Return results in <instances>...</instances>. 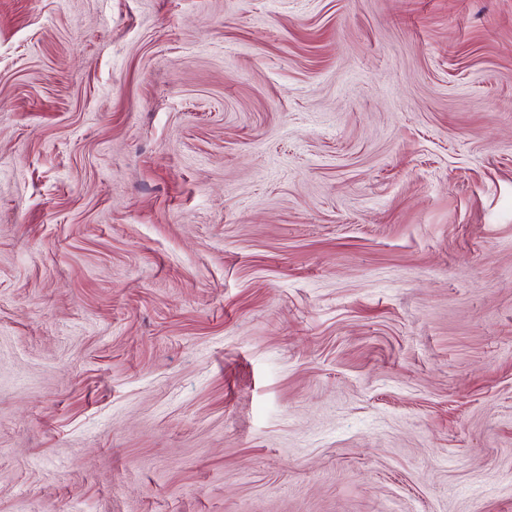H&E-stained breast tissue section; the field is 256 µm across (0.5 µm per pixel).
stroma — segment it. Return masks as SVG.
I'll use <instances>...</instances> for the list:
<instances>
[{
  "label": "stroma",
  "mask_w": 512,
  "mask_h": 512,
  "mask_svg": "<svg viewBox=\"0 0 512 512\" xmlns=\"http://www.w3.org/2000/svg\"><path fill=\"white\" fill-rule=\"evenodd\" d=\"M512 512V0H0V512Z\"/></svg>",
  "instance_id": "35a3bbf8"
}]
</instances>
